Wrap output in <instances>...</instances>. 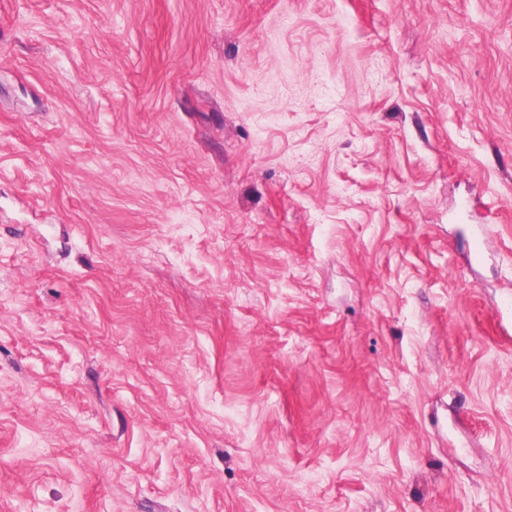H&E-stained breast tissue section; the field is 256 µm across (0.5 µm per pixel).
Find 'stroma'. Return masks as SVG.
<instances>
[{
	"mask_svg": "<svg viewBox=\"0 0 512 512\" xmlns=\"http://www.w3.org/2000/svg\"><path fill=\"white\" fill-rule=\"evenodd\" d=\"M0 512H512V0H0Z\"/></svg>",
	"mask_w": 512,
	"mask_h": 512,
	"instance_id": "1",
	"label": "stroma"
}]
</instances>
